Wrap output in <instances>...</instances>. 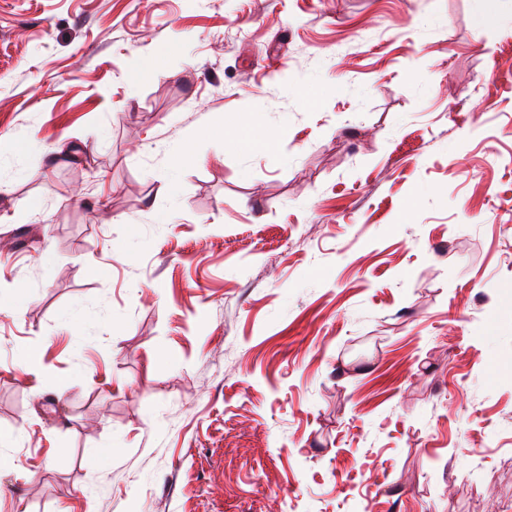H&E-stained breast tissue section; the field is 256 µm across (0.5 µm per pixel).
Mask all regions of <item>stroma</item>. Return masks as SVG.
<instances>
[{
  "instance_id": "obj_1",
  "label": "stroma",
  "mask_w": 512,
  "mask_h": 512,
  "mask_svg": "<svg viewBox=\"0 0 512 512\" xmlns=\"http://www.w3.org/2000/svg\"><path fill=\"white\" fill-rule=\"evenodd\" d=\"M481 6L0 0V512H512Z\"/></svg>"
}]
</instances>
